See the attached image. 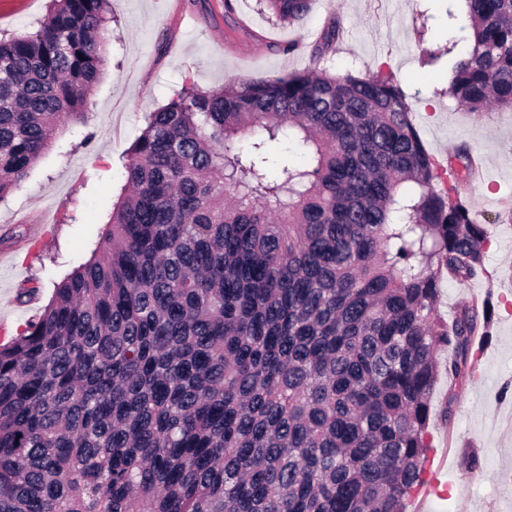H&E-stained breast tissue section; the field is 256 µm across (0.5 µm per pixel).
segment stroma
Wrapping results in <instances>:
<instances>
[{"label": "stroma", "mask_w": 512, "mask_h": 512, "mask_svg": "<svg viewBox=\"0 0 512 512\" xmlns=\"http://www.w3.org/2000/svg\"><path fill=\"white\" fill-rule=\"evenodd\" d=\"M51 0H0V35L34 31ZM112 41L88 92L86 122L59 127L19 186L0 201V343L38 316L56 282L87 262L106 231L125 183V162L146 116L182 84L212 90L227 83L308 70L331 16L343 32L321 60L336 74L396 76L413 105L428 153L447 163L463 145L481 158L483 177L459 188L491 238L484 276L442 278L437 310L492 301L489 333L476 337L469 378L440 373L428 431L434 457L445 458L436 491L410 498L406 512H512V110L468 112L448 94V60L431 59L469 30L462 0H314L300 21L280 23L259 0H109ZM38 283V300L19 305L16 291Z\"/></svg>", "instance_id": "obj_1"}]
</instances>
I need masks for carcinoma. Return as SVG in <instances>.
<instances>
[{"label": "carcinoma", "mask_w": 512, "mask_h": 512, "mask_svg": "<svg viewBox=\"0 0 512 512\" xmlns=\"http://www.w3.org/2000/svg\"><path fill=\"white\" fill-rule=\"evenodd\" d=\"M265 2L292 24L313 0ZM464 2L448 96L512 108V0ZM109 22L53 0L0 38V200L86 117ZM338 33L306 72L149 114L94 257L0 345V512H404L424 484L437 351L465 380L491 318L445 321L438 285L487 274L489 232L394 76L317 67ZM285 131L307 166L270 154Z\"/></svg>", "instance_id": "carcinoma-1"}]
</instances>
